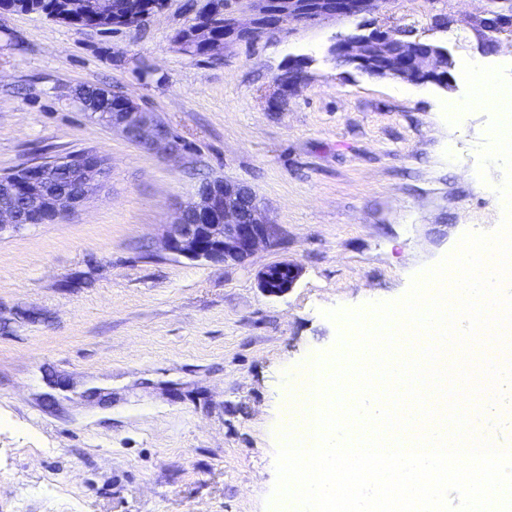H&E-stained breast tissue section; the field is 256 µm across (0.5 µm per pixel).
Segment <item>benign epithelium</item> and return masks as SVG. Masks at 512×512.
<instances>
[{
	"label": "benign epithelium",
	"mask_w": 512,
	"mask_h": 512,
	"mask_svg": "<svg viewBox=\"0 0 512 512\" xmlns=\"http://www.w3.org/2000/svg\"><path fill=\"white\" fill-rule=\"evenodd\" d=\"M94 8L114 20L123 15L115 0H95ZM383 10L384 0H336L332 7L324 6V0H244V6L224 12V38H214L209 26L193 21L185 27L178 46L187 50L202 46L219 59L230 43L257 40L279 30L271 23L274 17L286 16L299 27L329 17H357ZM244 15L248 16L245 22ZM399 45V40L375 28L367 34L338 37L328 53L335 61L360 71L373 67V74L379 77L447 84V73L436 65L444 60L436 45L416 40L410 45L409 58L400 55ZM303 72L304 61L300 60L276 76L274 84L296 85L302 81ZM119 103L124 111L109 114L104 125L119 130L127 139L135 133L136 143L161 147L171 156L183 152L182 142L170 128L150 122V117L141 112V104L125 95ZM107 175L106 164L93 152L84 158L34 162L22 183L0 176V233L35 224L43 213L72 211L93 194ZM275 235L276 226L268 220L252 189L225 180L220 186L198 188L195 199L179 208L168 225L165 246L193 261L237 264L260 245L270 243ZM298 277L297 266L278 263L260 274L258 284L266 294L280 296L292 290Z\"/></svg>",
	"instance_id": "1"
}]
</instances>
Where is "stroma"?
<instances>
[{
    "label": "stroma",
    "mask_w": 512,
    "mask_h": 512,
    "mask_svg": "<svg viewBox=\"0 0 512 512\" xmlns=\"http://www.w3.org/2000/svg\"><path fill=\"white\" fill-rule=\"evenodd\" d=\"M168 0L138 26L75 29L0 10V174L90 149L104 185L53 224L0 234V512H275L282 395L337 350L329 309L393 302L470 231H494L477 148L492 110L449 124L467 58L512 76V31L485 40L487 0H391L229 45L173 42L190 15ZM403 28L444 48L448 87L334 63L337 35ZM308 59L306 79L267 98ZM102 85L146 104L180 158L92 121L72 97ZM250 187L277 234L241 264L192 261L163 236L202 178ZM294 288L270 296L267 266ZM299 269L290 263H278L267 267L259 276L258 284L263 292L270 296H280L292 290Z\"/></svg>",
    "instance_id": "1"
}]
</instances>
